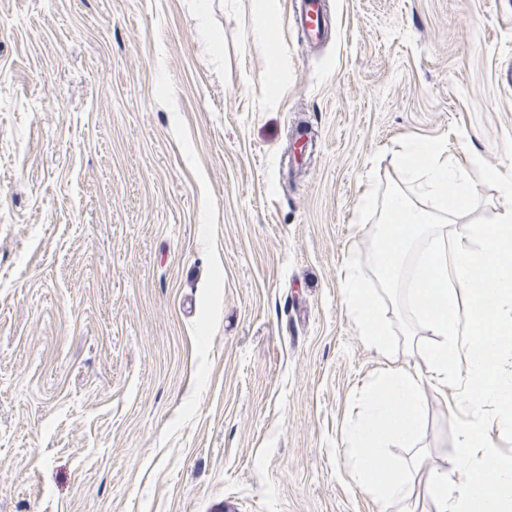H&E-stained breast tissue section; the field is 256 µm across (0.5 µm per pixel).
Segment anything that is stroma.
Segmentation results:
<instances>
[{
    "instance_id": "obj_1",
    "label": "stroma",
    "mask_w": 512,
    "mask_h": 512,
    "mask_svg": "<svg viewBox=\"0 0 512 512\" xmlns=\"http://www.w3.org/2000/svg\"><path fill=\"white\" fill-rule=\"evenodd\" d=\"M291 2L0 0V512H436L425 476L467 480L460 380L383 450L407 500L361 486L346 431L434 341L375 266L387 194L432 205L398 153L447 143L475 179L439 233L495 221L512 0H329L316 48ZM344 282L345 302L355 314L361 335L385 352L387 329L380 319L378 301L358 276L349 274Z\"/></svg>"
}]
</instances>
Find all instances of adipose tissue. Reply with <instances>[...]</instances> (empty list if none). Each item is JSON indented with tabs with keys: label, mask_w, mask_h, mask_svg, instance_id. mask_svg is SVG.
I'll use <instances>...</instances> for the list:
<instances>
[{
	"label": "adipose tissue",
	"mask_w": 512,
	"mask_h": 512,
	"mask_svg": "<svg viewBox=\"0 0 512 512\" xmlns=\"http://www.w3.org/2000/svg\"><path fill=\"white\" fill-rule=\"evenodd\" d=\"M400 162L418 175L420 191L434 204L426 210L405 192H391L384 202L376 260L386 285L405 284L406 302L435 341L427 350L425 370L394 368L374 385L363 418L348 433L355 473L385 500L409 495L401 472L381 464L380 450L391 442H414L426 379L464 376L470 403L494 406L501 424L512 430V381L504 376L512 349V177L494 176L501 197L494 223L467 224L446 237L436 228L472 200L471 175L437 141H413ZM344 282L345 302L362 336L385 350L387 329L376 298L358 276L348 275ZM464 287L469 290L465 296L460 293ZM489 461L497 472L492 482L484 476ZM454 462L470 469L467 484H455L444 473L429 474L424 481L436 512H512V459L485 441L479 419L462 422Z\"/></svg>",
	"instance_id": "ef3b65f1"
}]
</instances>
